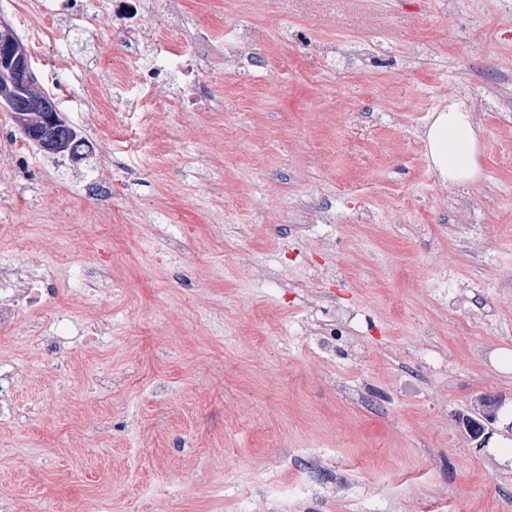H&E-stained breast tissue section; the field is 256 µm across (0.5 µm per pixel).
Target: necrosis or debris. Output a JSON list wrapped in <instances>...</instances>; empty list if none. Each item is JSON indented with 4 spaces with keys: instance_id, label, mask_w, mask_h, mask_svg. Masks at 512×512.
<instances>
[{
    "instance_id": "4bbe7bcc",
    "label": "necrosis or debris",
    "mask_w": 512,
    "mask_h": 512,
    "mask_svg": "<svg viewBox=\"0 0 512 512\" xmlns=\"http://www.w3.org/2000/svg\"><path fill=\"white\" fill-rule=\"evenodd\" d=\"M184 0H112V27L122 51L112 55L117 80L131 81L139 90L129 100L132 112L167 108L177 112L201 109L207 100L193 76L215 62L237 65V55L224 51L223 38L186 24ZM47 289L25 266L0 267V342H6L21 317L45 313ZM37 346L47 373L81 378L88 359L73 356L62 336H41Z\"/></svg>"
}]
</instances>
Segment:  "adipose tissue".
I'll use <instances>...</instances> for the list:
<instances>
[{"instance_id":"ef3b65f1","label":"adipose tissue","mask_w":512,"mask_h":512,"mask_svg":"<svg viewBox=\"0 0 512 512\" xmlns=\"http://www.w3.org/2000/svg\"><path fill=\"white\" fill-rule=\"evenodd\" d=\"M427 155L442 180L451 183L475 181L479 175V129L465 103L449 101L426 132Z\"/></svg>"}]
</instances>
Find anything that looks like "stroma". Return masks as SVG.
<instances>
[{
    "label": "stroma",
    "mask_w": 512,
    "mask_h": 512,
    "mask_svg": "<svg viewBox=\"0 0 512 512\" xmlns=\"http://www.w3.org/2000/svg\"><path fill=\"white\" fill-rule=\"evenodd\" d=\"M27 2L0 25L92 148L16 157L0 108V267L42 242L46 304L70 315L45 332L91 367L47 378L26 331L0 348L31 411L0 419V512H512V435L480 448L459 422L483 397L512 421V0H186L188 22L265 45L199 74L223 110L84 126L69 72L134 93L103 65L111 26L85 21L112 0L50 22ZM451 100L480 128L465 184L427 156ZM166 126L174 166L154 151ZM113 158L104 209L86 188ZM304 201L327 223L296 229ZM108 222L131 230L112 251ZM94 315L110 333L90 343Z\"/></svg>",
    "instance_id": "stroma-1"
}]
</instances>
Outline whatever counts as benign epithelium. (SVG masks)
Masks as SVG:
<instances>
[{"instance_id": "7a95c632", "label": "benign epithelium", "mask_w": 512, "mask_h": 512, "mask_svg": "<svg viewBox=\"0 0 512 512\" xmlns=\"http://www.w3.org/2000/svg\"><path fill=\"white\" fill-rule=\"evenodd\" d=\"M0 107L19 116L23 125L31 119L44 117L40 126L26 128V134L37 140L46 154L58 155L66 150V124L59 109L52 98L41 92L28 52L7 26L0 27ZM502 407V400L487 398L478 417L464 422L466 430L479 441L480 446L488 442L489 426L497 421Z\"/></svg>"}]
</instances>
